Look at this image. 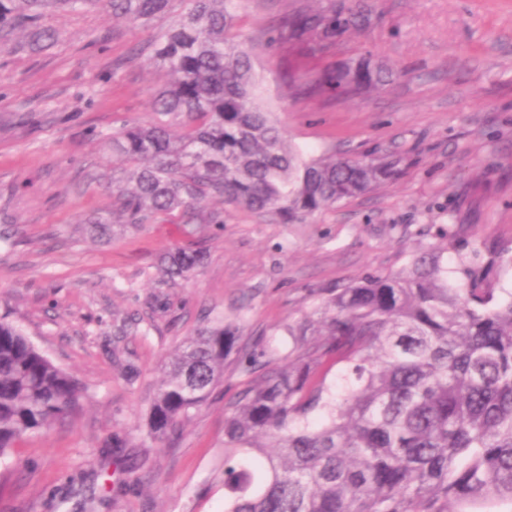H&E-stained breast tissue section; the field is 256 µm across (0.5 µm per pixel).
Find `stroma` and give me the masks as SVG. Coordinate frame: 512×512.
I'll list each match as a JSON object with an SVG mask.
<instances>
[{"label":"stroma","mask_w":512,"mask_h":512,"mask_svg":"<svg viewBox=\"0 0 512 512\" xmlns=\"http://www.w3.org/2000/svg\"><path fill=\"white\" fill-rule=\"evenodd\" d=\"M147 25L104 7L48 12L53 48H0V321L17 327L85 387L69 420L20 441L0 463V512H222L224 405L250 378L227 360L224 382L174 447L144 430L162 365L216 321L230 335L292 349L286 336L325 288L404 268L444 248L449 267L477 264L498 299L512 295V0H243L239 40L254 58L264 106L288 141L389 157L400 174L380 189L284 224L224 204L198 245L207 257L167 282L161 257L188 243L177 214L105 236L86 220L112 211L120 170L103 139L123 121L155 118L166 81ZM335 14L322 54L272 43L293 10ZM364 22L347 25L351 11ZM362 54L387 78L353 97L293 95L291 81ZM127 445L111 447L113 434Z\"/></svg>","instance_id":"obj_1"}]
</instances>
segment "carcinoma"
Returning <instances> with one entry per match:
<instances>
[{"label": "carcinoma", "mask_w": 512, "mask_h": 512, "mask_svg": "<svg viewBox=\"0 0 512 512\" xmlns=\"http://www.w3.org/2000/svg\"><path fill=\"white\" fill-rule=\"evenodd\" d=\"M98 0H0V44L18 32L43 53L56 33L48 9L78 11ZM112 15L148 22L172 0H106ZM153 44L167 81L157 119L103 136L127 169L114 187L132 228L177 212L185 224H217L218 200L284 224L345 203L392 181L393 161L349 154L306 158L259 96L256 46L234 34L240 0H185ZM275 40L325 52L336 16L295 10ZM368 58L328 68L298 84L304 95L356 94L384 81ZM182 134L170 133L172 123ZM202 251L161 258L169 280L200 265ZM448 283L442 250L403 269L367 273L326 288L304 321L287 330L296 345L283 367L259 343L239 344L224 323L187 338L166 365L146 416V434L169 446L191 412L224 382L236 361L250 384L224 407V512H484L512 502V298L482 287L462 261ZM345 363L341 394L326 365ZM80 383L13 325L0 322V460L22 439L77 413Z\"/></svg>", "instance_id": "carcinoma-1"}]
</instances>
